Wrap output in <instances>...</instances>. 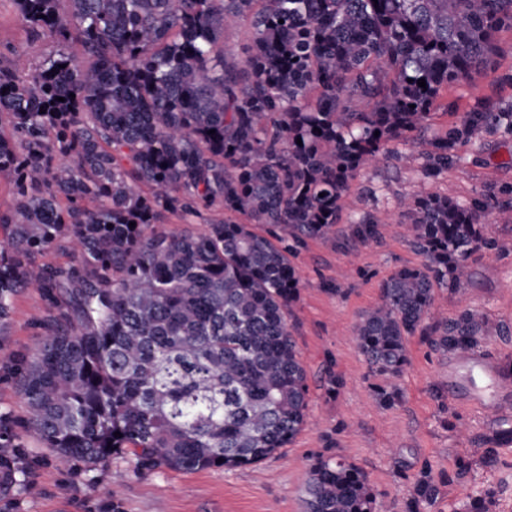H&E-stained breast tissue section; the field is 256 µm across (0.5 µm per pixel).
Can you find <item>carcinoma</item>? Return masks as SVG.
Listing matches in <instances>:
<instances>
[{
    "label": "carcinoma",
    "mask_w": 512,
    "mask_h": 512,
    "mask_svg": "<svg viewBox=\"0 0 512 512\" xmlns=\"http://www.w3.org/2000/svg\"><path fill=\"white\" fill-rule=\"evenodd\" d=\"M37 61L0 44V335L17 295L49 301L35 348L3 364L27 429L62 462L94 470L131 454L136 472L227 471L271 458L309 418L307 372L292 334L300 281L291 252L336 235L343 199L369 165L409 137L435 179L459 146L512 139V98L479 100L437 127L443 91L497 67L512 0H12ZM249 25L241 60L224 31ZM423 79L426 87L418 86ZM65 101H59V98ZM379 136H374V133ZM302 144H297V141ZM512 186L458 200L401 201L423 262L395 270L353 339L377 402L395 404L418 336L442 354L477 350L488 320L466 309L431 320L439 291L470 279ZM202 234L160 229L166 214ZM135 226H129V223ZM264 224L263 234L253 225ZM380 237L371 212L356 248ZM49 252L64 262H40ZM512 430L484 438V459ZM30 460L0 413V492L23 490ZM457 459L441 482L466 478ZM439 493L413 476L405 512ZM306 512H375L365 472L318 457Z\"/></svg>",
    "instance_id": "obj_1"
}]
</instances>
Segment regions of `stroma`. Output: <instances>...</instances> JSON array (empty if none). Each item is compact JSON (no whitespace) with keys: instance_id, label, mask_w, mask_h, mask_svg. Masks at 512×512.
Returning <instances> with one entry per match:
<instances>
[{"instance_id":"stroma-1","label":"stroma","mask_w":512,"mask_h":512,"mask_svg":"<svg viewBox=\"0 0 512 512\" xmlns=\"http://www.w3.org/2000/svg\"><path fill=\"white\" fill-rule=\"evenodd\" d=\"M512 97L494 73L449 86L445 100L457 111L437 113L439 125L460 123L480 98ZM463 163L428 181L419 174L420 149L407 139L394 143L386 160L353 183L342 210L343 224L374 212L381 235L359 252L334 239L299 247L293 263L300 294L293 306V336L307 370L310 418L304 429L274 458L246 468L199 472L159 470L138 474L132 455L113 456L108 468L91 471L78 462L60 463L29 432L21 439L37 462L30 489L0 499V512H305L310 464L320 456H342L361 468L390 512H402L411 478L422 464L434 475L453 470L458 457L472 461L469 477L439 487L424 512H464L470 500L490 490L493 512H512V443L500 446L495 462L481 459V436L512 427V413L500 416L458 400L448 378V356L432 351L420 337L407 346L409 364L398 381L399 398L383 407L374 397V377L352 339L360 314L378 299L394 270L421 264L405 236L399 208L402 196L437 194L466 199L512 185V140L492 136L462 144ZM48 303L34 288L15 300L10 325L0 339V358L20 356L36 346ZM483 312L490 332L481 350L497 364L512 356V342L497 328L512 327V250L481 251L471 260L462 291L440 295L436 311L452 317L464 309ZM340 380L329 393L327 374Z\"/></svg>"}]
</instances>
